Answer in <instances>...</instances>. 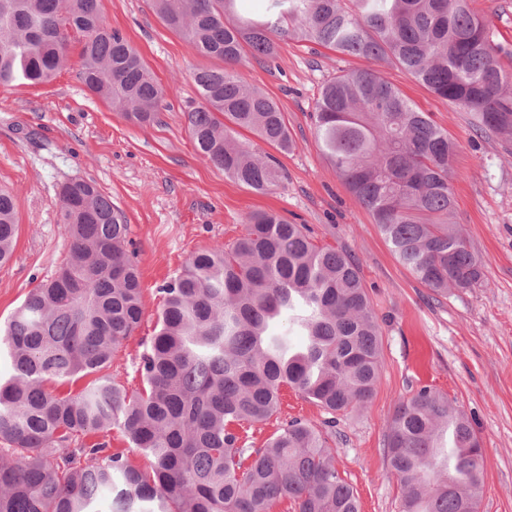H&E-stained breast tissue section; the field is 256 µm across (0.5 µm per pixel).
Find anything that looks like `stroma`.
<instances>
[{
    "label": "stroma",
    "mask_w": 512,
    "mask_h": 512,
    "mask_svg": "<svg viewBox=\"0 0 512 512\" xmlns=\"http://www.w3.org/2000/svg\"><path fill=\"white\" fill-rule=\"evenodd\" d=\"M490 23L512 72V0H471ZM108 24L140 52L166 88L154 119L140 123L91 94L80 76L79 39L70 65L45 85L0 88V188L14 199L19 225L11 262L0 267V326L30 289L64 262L69 238L59 222V188L95 181L128 225L143 288L140 327L116 354L108 375L141 388L139 364L162 304L158 288L190 255L231 245L250 214L273 211L306 225L314 243L356 262L381 328V376L361 411L336 416V466L354 488L360 512H399L398 486L384 455L400 400L429 385L469 418L484 448L480 512H512V142L477 131L471 114L416 82L401 68L281 40L272 62H250L245 79L280 105L293 152L280 155L286 178L257 194L200 155L188 132L200 102L196 70L215 59L193 52L169 30L151 0H100ZM381 72L448 132L454 220L484 265L478 287L433 294L396 259L369 213L322 153L310 114L323 85L348 70ZM321 424L323 410L284 389L280 409L251 428L262 447L291 418Z\"/></svg>",
    "instance_id": "obj_1"
}]
</instances>
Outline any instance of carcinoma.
I'll use <instances>...</instances> for the list:
<instances>
[{
	"mask_svg": "<svg viewBox=\"0 0 512 512\" xmlns=\"http://www.w3.org/2000/svg\"><path fill=\"white\" fill-rule=\"evenodd\" d=\"M237 0H152L192 51L224 65L195 74L202 103L188 113L196 150L264 193L285 178L270 157L234 137L249 131L294 147L277 101L236 65L267 61L277 39L390 61L473 126L512 140V74L469 0H268L259 20ZM81 37V79L111 107L154 120L165 90L139 52L109 26L100 0H0V88L50 82ZM326 158L401 265L437 295L483 281V265L451 222L448 167L456 143L374 70L329 80L315 104ZM70 239L65 262L31 289L3 328L13 373L0 381V512H359L329 436L338 412L364 409L381 374L380 327L359 267L313 243L275 213L249 218L228 247L195 252L158 288L162 305L128 391L102 371L139 327L144 307L128 225L93 181L59 192ZM18 224L0 190V265ZM94 376L79 393L48 384ZM289 387L331 418L326 429L286 422L261 448L249 428L278 410ZM119 430L150 471L112 448ZM387 464L400 512H478L483 448L465 414L430 386L401 400L388 424Z\"/></svg>",
	"mask_w": 512,
	"mask_h": 512,
	"instance_id": "cac0c4a2",
	"label": "carcinoma"
}]
</instances>
